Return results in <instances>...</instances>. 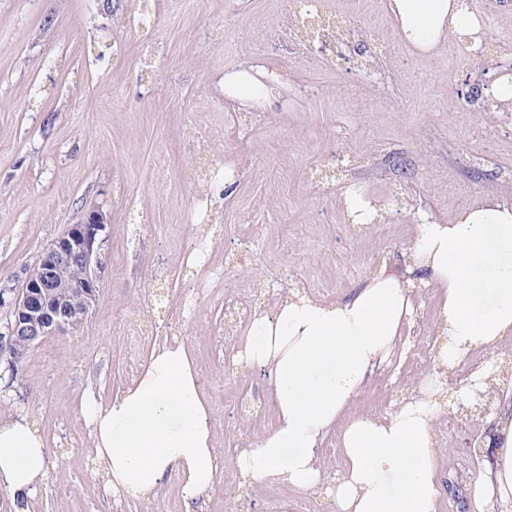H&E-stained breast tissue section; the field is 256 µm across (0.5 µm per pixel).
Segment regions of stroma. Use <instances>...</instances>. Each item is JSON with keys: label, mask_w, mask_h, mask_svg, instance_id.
<instances>
[{"label": "stroma", "mask_w": 512, "mask_h": 512, "mask_svg": "<svg viewBox=\"0 0 512 512\" xmlns=\"http://www.w3.org/2000/svg\"><path fill=\"white\" fill-rule=\"evenodd\" d=\"M469 2L487 20L479 55L413 51L387 0H333L328 55L296 31L287 0H0V336L43 250L93 205L110 219L81 330L34 346L0 402L24 407L50 450L30 512H185L174 474L151 502L105 493L82 394L115 395L177 337L205 375L214 454L235 468L277 418L265 373L233 363L254 312L288 292L345 298L380 266L402 270L425 219L512 200V109L486 93L512 67V0ZM240 71L270 80L244 105L225 83ZM224 159L231 186L202 187ZM204 191L216 223H186ZM349 191L371 201L369 223H354ZM415 298L359 411L385 416L418 391L398 367L430 352L440 297L422 286ZM443 414L458 426L437 445L436 512H496L474 492L490 415L453 400ZM274 498L278 512L303 500L333 512L321 491L242 476L229 492L216 480L201 512H269Z\"/></svg>", "instance_id": "stroma-1"}]
</instances>
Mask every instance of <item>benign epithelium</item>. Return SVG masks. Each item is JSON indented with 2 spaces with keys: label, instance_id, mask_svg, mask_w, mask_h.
<instances>
[{
  "label": "benign epithelium",
  "instance_id": "1",
  "mask_svg": "<svg viewBox=\"0 0 512 512\" xmlns=\"http://www.w3.org/2000/svg\"><path fill=\"white\" fill-rule=\"evenodd\" d=\"M106 224V214L93 206L42 252L14 303L6 346L12 368L43 339L78 330L97 302Z\"/></svg>",
  "mask_w": 512,
  "mask_h": 512
}]
</instances>
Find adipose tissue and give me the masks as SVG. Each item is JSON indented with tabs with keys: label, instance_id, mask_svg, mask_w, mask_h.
I'll return each mask as SVG.
<instances>
[{
	"label": "adipose tissue",
	"instance_id": "ef3b65f1",
	"mask_svg": "<svg viewBox=\"0 0 512 512\" xmlns=\"http://www.w3.org/2000/svg\"><path fill=\"white\" fill-rule=\"evenodd\" d=\"M400 39L434 53L447 39L482 41L469 0H388ZM443 292L435 359L461 364L475 348L493 350L512 334V201L485 197L453 223L419 225L401 273L380 267L349 298L323 302L294 294L255 312L238 363L265 369L277 406L275 426L236 466L254 482L323 490L336 512H435L439 494L433 426L444 379L426 375L419 393L390 415L358 412L369 378L394 354L415 312L417 285ZM104 489L151 501L177 473L186 512L213 487L215 433L196 366L182 343L156 344L137 378L108 401L82 397ZM495 453L475 486L492 504H512V411H497ZM339 429L345 467L330 477L322 442ZM49 474L45 442L24 410L0 416V489L14 512Z\"/></svg>",
	"mask_w": 512,
	"mask_h": 512
}]
</instances>
